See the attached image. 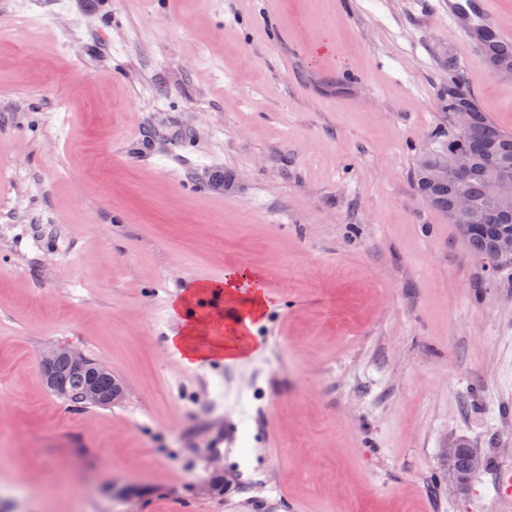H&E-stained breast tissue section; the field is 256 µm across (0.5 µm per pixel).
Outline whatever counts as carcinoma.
I'll return each instance as SVG.
<instances>
[{"label": "carcinoma", "mask_w": 512, "mask_h": 512, "mask_svg": "<svg viewBox=\"0 0 512 512\" xmlns=\"http://www.w3.org/2000/svg\"><path fill=\"white\" fill-rule=\"evenodd\" d=\"M490 48L491 66L496 68L512 64L511 47L492 44ZM440 98L448 128L438 131L436 147L428 148L418 155L413 172L415 188L419 196L432 203L434 210L448 216L450 223L456 225L471 258L484 270L486 264L494 258L498 236L512 233V205L501 207L492 203L489 197L493 172L512 171V134L501 130L480 109L466 86L461 70L451 59L448 60V89L442 91ZM460 106L471 114V126L465 131L457 129L452 123V113ZM455 147L467 149L472 156V169L463 183V189L481 211L479 224H469L454 214L455 185L431 178L432 170L445 163ZM511 270L512 260L501 261L489 269L488 273L499 275ZM55 371L65 376L64 393L60 398L76 403V396L87 384L89 374L72 373L64 363L58 364Z\"/></svg>", "instance_id": "cac0c4a2"}]
</instances>
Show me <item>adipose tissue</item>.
Returning a JSON list of instances; mask_svg holds the SVG:
<instances>
[{
  "instance_id": "ef3b65f1",
  "label": "adipose tissue",
  "mask_w": 512,
  "mask_h": 512,
  "mask_svg": "<svg viewBox=\"0 0 512 512\" xmlns=\"http://www.w3.org/2000/svg\"><path fill=\"white\" fill-rule=\"evenodd\" d=\"M255 285L256 292L251 310L243 320L238 340L231 344L220 342L208 346L199 345L196 341L194 329H186L182 334L170 335L168 345L182 362L190 367L197 366L208 358H222L228 361L238 360L246 356L259 353L260 347L250 337L253 324L258 321L265 310L266 297L260 290V276L252 270H233L227 272L224 278L226 293H234L241 284Z\"/></svg>"
}]
</instances>
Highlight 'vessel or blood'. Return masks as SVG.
Returning a JSON list of instances; mask_svg holds the SVG:
<instances>
[{"instance_id":"b4317fda","label":"vessel or blood","mask_w":512,"mask_h":512,"mask_svg":"<svg viewBox=\"0 0 512 512\" xmlns=\"http://www.w3.org/2000/svg\"><path fill=\"white\" fill-rule=\"evenodd\" d=\"M441 19L457 35L464 59L486 64L489 43L479 37L483 30L492 33L493 42L512 45V28L499 22L496 0H448Z\"/></svg>"}]
</instances>
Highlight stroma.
Masks as SVG:
<instances>
[{
	"instance_id": "obj_1",
	"label": "stroma",
	"mask_w": 512,
	"mask_h": 512,
	"mask_svg": "<svg viewBox=\"0 0 512 512\" xmlns=\"http://www.w3.org/2000/svg\"><path fill=\"white\" fill-rule=\"evenodd\" d=\"M452 62L512 133L428 0H0V512H512V275L413 182ZM231 267L262 354L188 367L252 295L171 301ZM52 345L122 402L51 393ZM250 282L257 286L254 302L249 312L243 320L240 328L238 340L232 344L215 342L209 346H200L196 342L195 330L188 327L182 334L169 336L168 345L182 362L195 367L207 358H225L226 361L239 360L245 356L255 355L261 351L249 335L253 330V322L258 321L265 310L267 303L263 290L259 287L261 282L257 272L252 270H233L225 274L224 288L226 294L232 295L243 283ZM442 463L448 469L450 483L458 493H464L472 475L484 466V459L477 451L465 454L462 444H451L442 455Z\"/></svg>"
}]
</instances>
